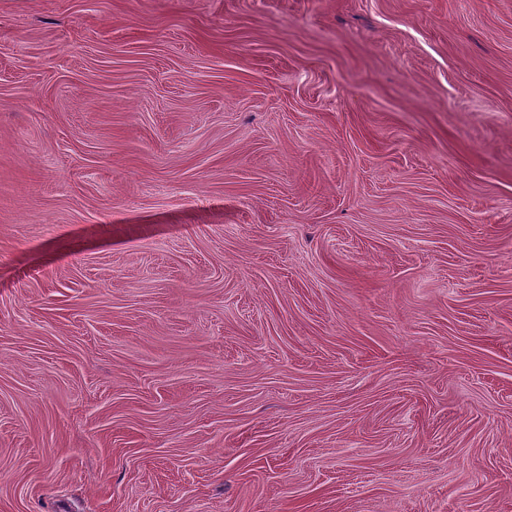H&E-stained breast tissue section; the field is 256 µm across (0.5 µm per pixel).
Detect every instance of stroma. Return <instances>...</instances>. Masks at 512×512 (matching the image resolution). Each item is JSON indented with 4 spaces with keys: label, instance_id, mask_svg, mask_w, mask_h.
<instances>
[{
    "label": "stroma",
    "instance_id": "35a3bbf8",
    "mask_svg": "<svg viewBox=\"0 0 512 512\" xmlns=\"http://www.w3.org/2000/svg\"><path fill=\"white\" fill-rule=\"evenodd\" d=\"M0 512H512V0H0Z\"/></svg>",
    "mask_w": 512,
    "mask_h": 512
}]
</instances>
